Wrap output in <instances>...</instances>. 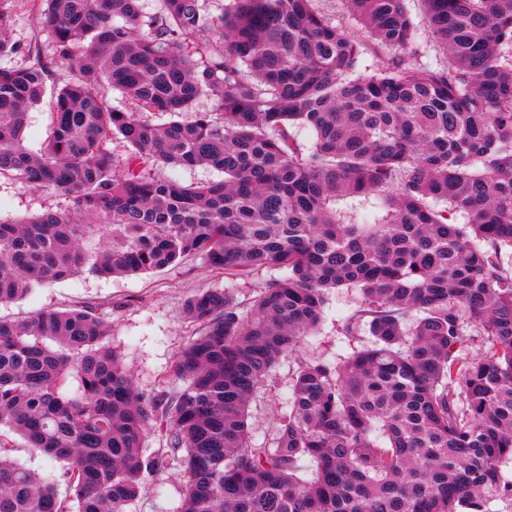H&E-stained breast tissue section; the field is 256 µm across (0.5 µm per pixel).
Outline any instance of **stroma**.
Listing matches in <instances>:
<instances>
[{"label": "stroma", "mask_w": 512, "mask_h": 512, "mask_svg": "<svg viewBox=\"0 0 512 512\" xmlns=\"http://www.w3.org/2000/svg\"><path fill=\"white\" fill-rule=\"evenodd\" d=\"M320 7L334 24L343 27L360 43V73H374L399 54L375 47L368 33L352 19L344 0H321ZM407 8L417 29L415 49L399 55L410 63L433 67L444 64L443 49L428 36L421 0H408ZM11 36L21 45L38 46L44 57L53 55L51 36L41 25L36 11L18 8L12 17ZM67 204V198L55 190L0 181L1 221H16ZM226 284L223 271L210 267L202 257L192 256L155 274L110 278L82 275L37 287L22 299L1 304L0 316L22 319L51 309H93L109 322V342L123 354L138 390L151 396L159 390L175 388L171 375L175 355L199 332L198 326L185 316L187 302L202 290L221 289ZM358 300L359 294L354 289L333 290L325 316L314 334L305 337L299 351L283 358L272 370L266 386L258 391L252 403L249 429L256 443H272L300 361L333 360L363 344V337L338 332ZM143 483L141 496L129 506L128 512H180L183 482L179 461H168L163 471L145 475Z\"/></svg>", "instance_id": "35a3bbf8"}]
</instances>
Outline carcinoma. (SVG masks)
<instances>
[{"instance_id": "1", "label": "carcinoma", "mask_w": 512, "mask_h": 512, "mask_svg": "<svg viewBox=\"0 0 512 512\" xmlns=\"http://www.w3.org/2000/svg\"><path fill=\"white\" fill-rule=\"evenodd\" d=\"M345 2L377 45L409 49L405 0ZM422 2L448 63L361 75L360 44L317 0H0V58L23 53L22 5L54 41L51 63L0 66V178L69 201L0 221V303L191 255L232 283L188 301L200 331L172 364L182 386L153 397L91 310L0 319V427L64 463L73 491L0 438V512H127L177 454L181 512H512V0ZM201 96L214 110L180 120ZM198 166L224 178L166 174ZM347 199L381 218L345 215ZM343 287L360 302L341 334L371 340L300 362L274 442L252 444L251 398ZM159 419L165 447L146 456ZM49 112L47 103L30 110V123L25 132V141L31 149H39L47 138L50 124Z\"/></svg>"}]
</instances>
